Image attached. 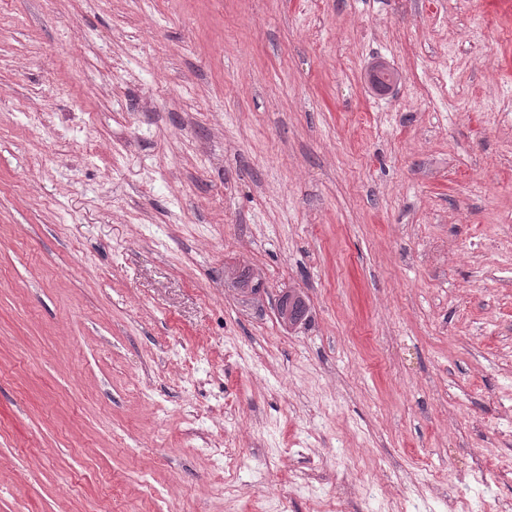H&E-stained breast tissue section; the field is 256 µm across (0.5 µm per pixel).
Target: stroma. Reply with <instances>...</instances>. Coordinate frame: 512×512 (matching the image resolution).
Masks as SVG:
<instances>
[{"instance_id":"obj_1","label":"stroma","mask_w":512,"mask_h":512,"mask_svg":"<svg viewBox=\"0 0 512 512\" xmlns=\"http://www.w3.org/2000/svg\"><path fill=\"white\" fill-rule=\"evenodd\" d=\"M487 458L512 0H0V512H448ZM288 301V315L286 305ZM301 293L296 291H288L279 303V318L283 323H288V327L295 326L305 320L308 313V305Z\"/></svg>"}]
</instances>
